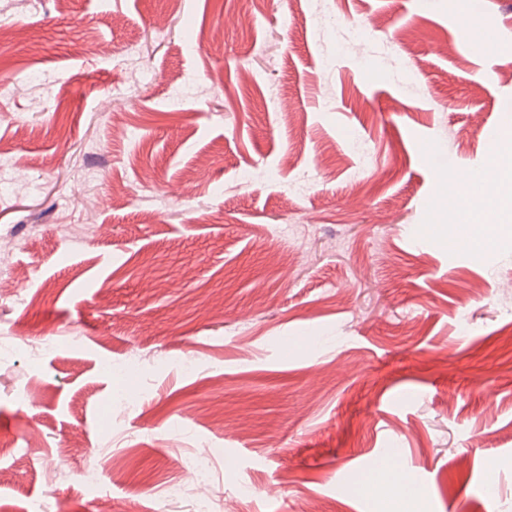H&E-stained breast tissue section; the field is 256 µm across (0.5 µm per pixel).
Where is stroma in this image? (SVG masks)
Returning <instances> with one entry per match:
<instances>
[{"instance_id":"1","label":"stroma","mask_w":512,"mask_h":512,"mask_svg":"<svg viewBox=\"0 0 512 512\" xmlns=\"http://www.w3.org/2000/svg\"><path fill=\"white\" fill-rule=\"evenodd\" d=\"M483 2L0 0V512H197L198 448L223 512H512V223L444 180L512 127ZM450 199L454 203L461 224H486L487 234H492L496 228L495 224L501 223L502 216L512 211V196L508 195L485 200L481 208L474 207L473 203L457 190L450 192ZM214 454L210 450L199 451L181 461L184 468L189 469L196 479V491L199 494L198 512H211L210 499L205 495Z\"/></svg>"}]
</instances>
